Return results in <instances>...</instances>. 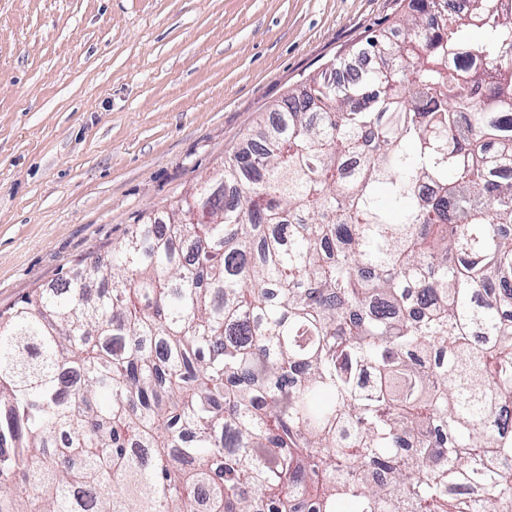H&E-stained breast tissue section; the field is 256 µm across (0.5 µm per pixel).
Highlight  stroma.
I'll list each match as a JSON object with an SVG mask.
<instances>
[{
	"instance_id": "obj_1",
	"label": "stroma",
	"mask_w": 512,
	"mask_h": 512,
	"mask_svg": "<svg viewBox=\"0 0 512 512\" xmlns=\"http://www.w3.org/2000/svg\"><path fill=\"white\" fill-rule=\"evenodd\" d=\"M398 0H0V310L221 168Z\"/></svg>"
}]
</instances>
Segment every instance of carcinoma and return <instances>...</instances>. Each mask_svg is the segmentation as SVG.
I'll use <instances>...</instances> for the list:
<instances>
[{
	"mask_svg": "<svg viewBox=\"0 0 512 512\" xmlns=\"http://www.w3.org/2000/svg\"><path fill=\"white\" fill-rule=\"evenodd\" d=\"M399 7L0 311V512H512V0Z\"/></svg>",
	"mask_w": 512,
	"mask_h": 512,
	"instance_id": "cac0c4a2",
	"label": "carcinoma"
}]
</instances>
